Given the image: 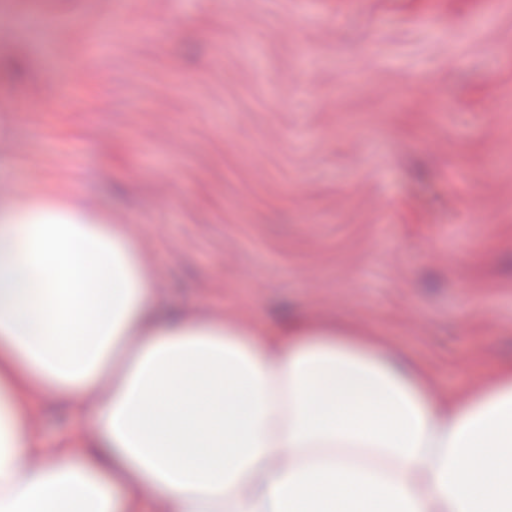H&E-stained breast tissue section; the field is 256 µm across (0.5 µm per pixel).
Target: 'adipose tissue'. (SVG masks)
<instances>
[{
	"mask_svg": "<svg viewBox=\"0 0 512 512\" xmlns=\"http://www.w3.org/2000/svg\"><path fill=\"white\" fill-rule=\"evenodd\" d=\"M60 397L90 429L49 444ZM0 512H512V359L442 397L333 322L165 309L102 213L0 201ZM34 424L39 433L51 442L64 427L75 429L82 427L79 424H68L61 416V410L57 407L39 408L34 415Z\"/></svg>",
	"mask_w": 512,
	"mask_h": 512,
	"instance_id": "1",
	"label": "adipose tissue"
}]
</instances>
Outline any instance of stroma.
<instances>
[{"instance_id": "1", "label": "stroma", "mask_w": 512, "mask_h": 512, "mask_svg": "<svg viewBox=\"0 0 512 512\" xmlns=\"http://www.w3.org/2000/svg\"><path fill=\"white\" fill-rule=\"evenodd\" d=\"M83 2L0 8V197L66 192L166 304L381 336L461 401L512 358V0ZM14 7L18 14L23 16L39 15L44 19H59L56 2L53 0H17Z\"/></svg>"}]
</instances>
